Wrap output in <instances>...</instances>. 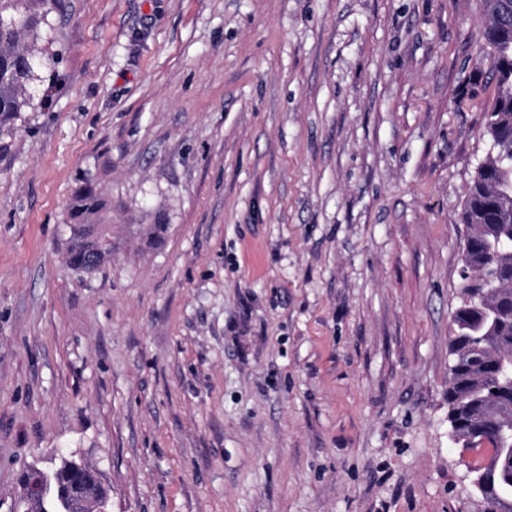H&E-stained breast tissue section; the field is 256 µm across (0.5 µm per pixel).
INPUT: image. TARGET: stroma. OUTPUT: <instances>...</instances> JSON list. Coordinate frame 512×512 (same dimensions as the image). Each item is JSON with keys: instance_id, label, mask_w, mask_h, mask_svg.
<instances>
[{"instance_id": "obj_1", "label": "stroma", "mask_w": 512, "mask_h": 512, "mask_svg": "<svg viewBox=\"0 0 512 512\" xmlns=\"http://www.w3.org/2000/svg\"><path fill=\"white\" fill-rule=\"evenodd\" d=\"M483 24L478 0H60L0 134V512L63 455L108 512H486L448 426ZM88 182L112 255L77 273Z\"/></svg>"}]
</instances>
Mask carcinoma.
<instances>
[{
  "mask_svg": "<svg viewBox=\"0 0 512 512\" xmlns=\"http://www.w3.org/2000/svg\"><path fill=\"white\" fill-rule=\"evenodd\" d=\"M58 0H0V131L28 104L27 84L39 61L38 25ZM494 97L485 109L492 152L470 184L462 220L474 232L465 248L460 304L451 320L448 424L456 444L477 452L472 486L496 512H512V0H481ZM104 201L84 186L69 209L67 265L89 273L91 255L112 254L102 225ZM79 466L62 457L40 483L37 499L19 512H106L101 484L81 509L61 491Z\"/></svg>",
  "mask_w": 512,
  "mask_h": 512,
  "instance_id": "1",
  "label": "carcinoma"
}]
</instances>
